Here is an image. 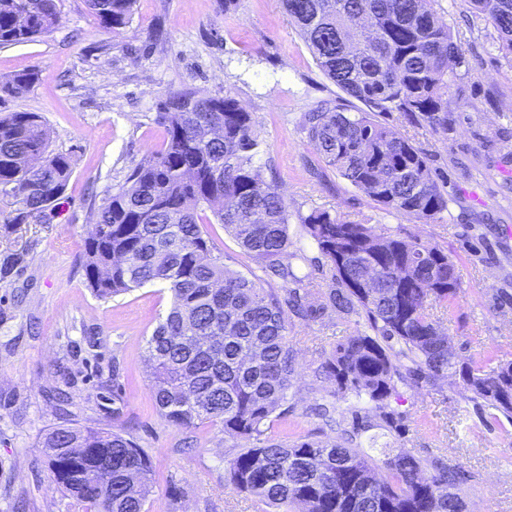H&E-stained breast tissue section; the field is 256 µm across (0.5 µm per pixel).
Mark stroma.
<instances>
[{"label":"stroma","instance_id":"obj_1","mask_svg":"<svg viewBox=\"0 0 512 512\" xmlns=\"http://www.w3.org/2000/svg\"><path fill=\"white\" fill-rule=\"evenodd\" d=\"M467 65L448 93L445 134L417 140L447 183L448 210L422 223L374 208L326 167L299 130L305 112L339 96L319 70L280 0H137L125 32H104L85 0H61L53 33L0 47V79L39 72L23 97L0 113H41L73 173L63 199L37 220L0 223V260L21 263L0 279V512H78L52 482L42 436L61 424L119 429L149 458L147 512H266L227 480L224 457L238 440L220 427L177 428L154 405L146 342L171 296L147 285L101 300L81 268L85 240L106 191L116 190L164 129L156 106L192 88L236 98L265 141L263 175L288 201L289 231L315 256L301 222L311 209L368 220L390 232L443 247L460 290L442 329L459 357H512V64L500 57L492 24L468 0H439ZM295 373L288 411L274 434L284 441L337 435L335 387L319 367L355 331L352 321L290 317ZM393 408L406 420L391 435L419 456L438 454L474 472L460 486L468 512H512V422L490 420L465 402L454 378L436 387H402Z\"/></svg>","mask_w":512,"mask_h":512}]
</instances>
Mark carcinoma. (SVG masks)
<instances>
[{"mask_svg": "<svg viewBox=\"0 0 512 512\" xmlns=\"http://www.w3.org/2000/svg\"><path fill=\"white\" fill-rule=\"evenodd\" d=\"M137 0H86L100 28L119 35ZM497 32V51L512 63V0H468ZM323 75L342 95L306 112L301 131L325 165L379 209L430 223L448 211L428 154L404 131L448 133V89L465 58L437 0H281ZM59 0H0V46L52 33ZM39 81L24 70L0 83L20 97ZM399 114L401 126L389 123ZM162 147L146 155L125 184L108 191L85 242V282L100 298L161 283L172 304L147 340L152 394L178 428L208 424L245 446L227 459L232 485L274 512H466L458 487L472 475L440 457L378 449L357 439L374 428L396 431L404 416L390 406L401 386L436 385L453 376L464 400L490 418L512 420V360L492 367L448 353L434 314L457 296L456 263L437 244L407 240L377 224L328 210L301 217L319 256L298 275L288 203L265 182L263 141L251 113L230 95L171 92L157 105ZM73 172L72 157L51 149L37 112L0 116V211L21 224L54 207ZM224 226L262 275L224 263L203 225ZM373 267L377 288L361 287ZM328 268L329 288L314 292L313 272ZM282 281L276 291L265 277ZM318 321L336 314L356 334L321 363L320 374L349 403L335 441L271 435L284 414L295 354L288 313ZM51 479L84 512H146L151 465L119 430L64 424L47 432Z\"/></svg>", "mask_w": 512, "mask_h": 512, "instance_id": "obj_1", "label": "carcinoma"}]
</instances>
